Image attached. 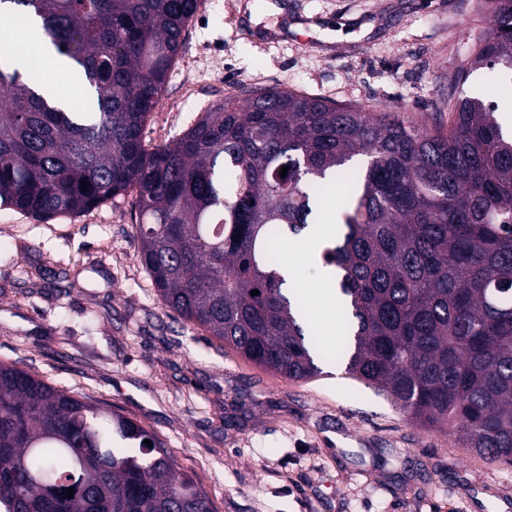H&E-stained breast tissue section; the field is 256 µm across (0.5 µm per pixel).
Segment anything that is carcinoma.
I'll use <instances>...</instances> for the list:
<instances>
[{
    "label": "carcinoma",
    "mask_w": 512,
    "mask_h": 512,
    "mask_svg": "<svg viewBox=\"0 0 512 512\" xmlns=\"http://www.w3.org/2000/svg\"><path fill=\"white\" fill-rule=\"evenodd\" d=\"M493 2V31L455 84L481 69L512 81V0ZM1 5L50 70L0 54V207L45 220L130 197L164 307L305 380L323 351L273 246L309 231L341 185L339 228L315 255L336 285L337 354L422 426L512 463V133L493 102L451 98L448 129L432 132L286 88L242 89L150 148L143 129L199 0ZM359 156L365 167L348 169ZM0 512L214 509L153 432L0 362Z\"/></svg>",
    "instance_id": "cac0c4a2"
}]
</instances>
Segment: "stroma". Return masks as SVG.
I'll use <instances>...</instances> for the list:
<instances>
[{
    "mask_svg": "<svg viewBox=\"0 0 512 512\" xmlns=\"http://www.w3.org/2000/svg\"><path fill=\"white\" fill-rule=\"evenodd\" d=\"M143 132L157 146L241 86H278L448 126L472 0H204ZM300 260L293 283L327 350ZM112 404L156 433L215 512H512V464L413 423L327 362L294 381L174 318L139 259L128 201L80 217L0 207V362Z\"/></svg>",
    "mask_w": 512,
    "mask_h": 512,
    "instance_id": "1",
    "label": "stroma"
}]
</instances>
